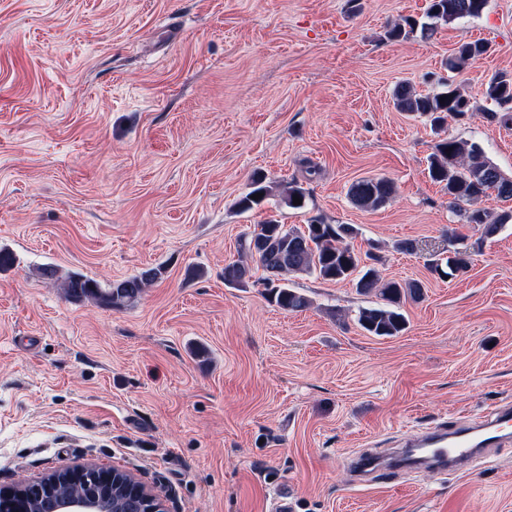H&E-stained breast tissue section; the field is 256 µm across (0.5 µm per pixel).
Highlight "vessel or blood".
Instances as JSON below:
<instances>
[{
	"mask_svg": "<svg viewBox=\"0 0 512 512\" xmlns=\"http://www.w3.org/2000/svg\"><path fill=\"white\" fill-rule=\"evenodd\" d=\"M512 438V403L499 404L474 424L431 427L406 437L410 448H421L428 461L445 468H463L471 459Z\"/></svg>",
	"mask_w": 512,
	"mask_h": 512,
	"instance_id": "vessel-or-blood-1",
	"label": "vessel or blood"
}]
</instances>
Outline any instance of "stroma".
Returning <instances> with one entry per match:
<instances>
[{"mask_svg":"<svg viewBox=\"0 0 512 512\" xmlns=\"http://www.w3.org/2000/svg\"><path fill=\"white\" fill-rule=\"evenodd\" d=\"M428 4L0 0V247L16 257L0 272V486L100 465L166 512H276L280 496L290 512H512V441L370 485L346 464L512 401V224L482 237L427 174L448 135L512 174V125L435 130L392 101L403 81L435 91L458 44L480 40L488 54L453 82L483 103L492 75H512V0L387 39ZM257 173L271 196L239 210ZM363 177L391 180L393 199L354 207ZM293 182L304 208L280 203ZM318 214L359 228L382 279L424 284L403 334L365 333L375 298L347 282L292 277L312 301L296 313L225 284L255 224ZM454 234L471 266L441 279L426 263ZM47 266L104 285L165 274L112 309L68 297Z\"/></svg>","mask_w":512,"mask_h":512,"instance_id":"stroma-1","label":"stroma"}]
</instances>
